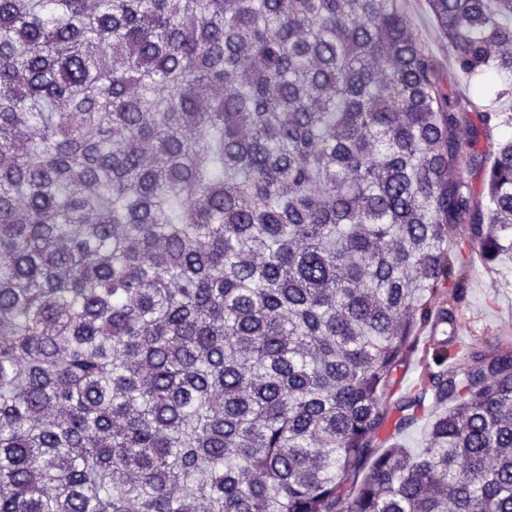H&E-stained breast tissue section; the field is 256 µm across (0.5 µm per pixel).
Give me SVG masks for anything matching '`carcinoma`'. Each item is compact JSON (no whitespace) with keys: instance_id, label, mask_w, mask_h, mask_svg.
<instances>
[{"instance_id":"1","label":"carcinoma","mask_w":512,"mask_h":512,"mask_svg":"<svg viewBox=\"0 0 512 512\" xmlns=\"http://www.w3.org/2000/svg\"><path fill=\"white\" fill-rule=\"evenodd\" d=\"M426 3L512 76V0ZM473 107L405 0H0V512H512V348L394 378L452 227L512 254ZM441 410V407H436L431 404L425 414L418 420L416 425L405 433L398 435L396 440L402 444L404 448H409L412 450L422 448L423 440L429 423L433 419V416Z\"/></svg>"}]
</instances>
